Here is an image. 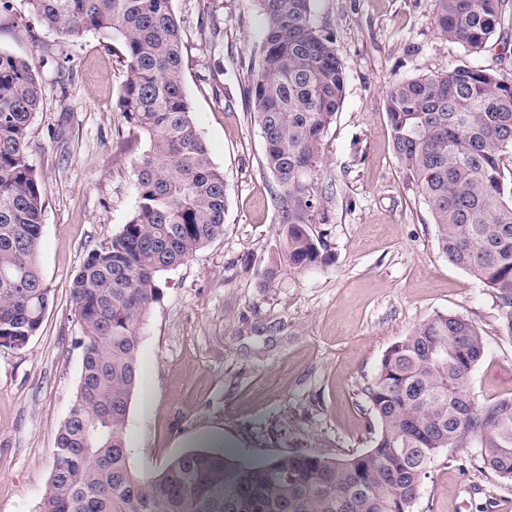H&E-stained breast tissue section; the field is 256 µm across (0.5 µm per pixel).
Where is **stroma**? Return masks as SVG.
<instances>
[{
    "label": "stroma",
    "mask_w": 512,
    "mask_h": 512,
    "mask_svg": "<svg viewBox=\"0 0 512 512\" xmlns=\"http://www.w3.org/2000/svg\"><path fill=\"white\" fill-rule=\"evenodd\" d=\"M171 5L184 29L186 93L224 171L227 210L223 237L160 279L129 408L134 468L160 470L210 428L244 461L365 451L375 424L365 387L387 348L438 312L484 331L485 356L466 382L474 400L512 396V338L496 298L439 252L431 214L395 156L385 104L393 82L461 62L512 79V0L478 55L437 35L434 0H313L346 73L316 184L327 221L315 231L329 261L282 268L271 282L276 186L246 99L264 20L253 0ZM0 50L29 60L43 88L29 161L45 185L37 261L50 302L26 348L0 347V512H38L82 366L68 287L87 251L132 218L142 145L113 110L127 76L118 39L89 31L61 42L28 0H9ZM509 500L512 482L458 449L433 465L414 512H498Z\"/></svg>",
    "instance_id": "35a3bbf8"
}]
</instances>
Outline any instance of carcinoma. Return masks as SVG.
<instances>
[{
    "label": "carcinoma",
    "instance_id": "obj_1",
    "mask_svg": "<svg viewBox=\"0 0 512 512\" xmlns=\"http://www.w3.org/2000/svg\"><path fill=\"white\" fill-rule=\"evenodd\" d=\"M263 38L247 89L278 187L281 266L327 260L314 227L322 140L346 76L313 20V0H254ZM64 40L104 30L121 40L127 78L113 111L137 133V208L89 250L70 286L83 347L75 400L59 427L40 512H413L422 480L447 451L475 449L512 481V397L480 405L464 385L484 332L436 313L384 353L364 389L378 430L367 450L338 457L282 452L243 463L191 449L154 473L135 471L126 438L140 335L159 279L224 236V171L199 134L184 86L183 27L171 0H31ZM504 0H435L440 38L479 54L501 26ZM42 102L32 64L0 50V336L22 350L40 329L50 290L36 261L44 185L29 163ZM393 149L432 215L439 251L492 289L512 338V79L466 63L394 82L386 99Z\"/></svg>",
    "mask_w": 512,
    "mask_h": 512
}]
</instances>
